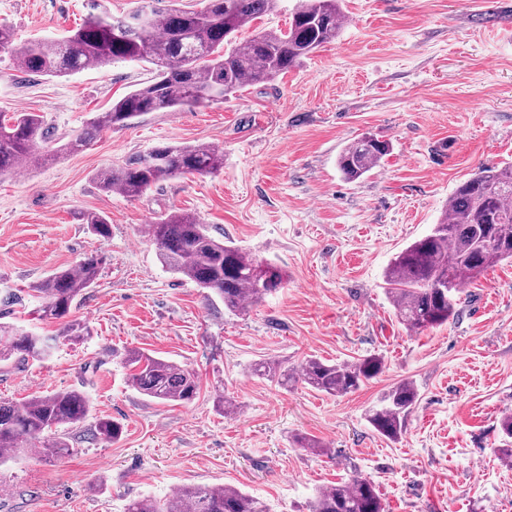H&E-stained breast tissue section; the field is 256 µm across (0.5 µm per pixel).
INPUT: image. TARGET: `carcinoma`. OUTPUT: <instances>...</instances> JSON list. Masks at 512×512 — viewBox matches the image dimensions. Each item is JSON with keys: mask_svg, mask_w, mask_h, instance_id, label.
Segmentation results:
<instances>
[{"mask_svg": "<svg viewBox=\"0 0 512 512\" xmlns=\"http://www.w3.org/2000/svg\"><path fill=\"white\" fill-rule=\"evenodd\" d=\"M151 3L122 16H114L100 0H89L90 12L82 25L57 39L16 43L12 28L0 23V50L12 56L18 69L60 77L90 68L102 69L115 61L147 62L155 76L112 102L91 119V131L70 139L73 152L88 145L92 133L123 128L145 112H167L222 99L238 90L273 81L327 43L342 29L338 0H300L288 27L263 30L240 41L238 33L278 7V0H206L200 10H183ZM149 17L146 27L136 19ZM47 139L42 116L36 112L0 113V176L23 164H46L59 151H44ZM391 151L389 141L365 134L339 154L343 177L354 181L370 172ZM224 168V152L208 143L162 144L123 164L96 173L105 192L127 198L142 195L151 186L172 177L204 176ZM77 220L102 239L111 234L108 219L81 212ZM150 240L161 262L172 272L214 293L230 311H240L276 292L286 283V272L250 251L227 245L214 237L193 215L171 213L148 225ZM512 260V164L485 167L460 183L448 198L443 218L424 237L402 249L385 272V285L400 322L412 333H422L448 322L455 315L458 288L489 267ZM104 255L85 254L73 267H63L33 286L42 304L34 319L61 324L60 335L73 342L91 336L86 323L71 318L82 292L98 278ZM54 336H34L0 325V362L23 363L51 352ZM130 385L160 403L190 404L199 391L197 373L183 365L140 351L126 355ZM383 369L380 357L356 363H328L306 359L299 372L281 373L262 361L252 367L258 376L280 377L290 386L301 381L330 396H342L376 378ZM418 401L413 383L402 382L385 392L367 420L381 436L396 441L406 428ZM90 416V402L78 389L33 395L0 403V462L39 444L37 454L53 459L69 454L58 429L77 426ZM499 459L512 462V414L500 423ZM123 426L111 418L94 423V436L104 442L121 438ZM125 512H268L267 506L235 486L186 487L163 500L144 498L126 504ZM312 512H384V504L367 478L355 476L321 488Z\"/></svg>", "mask_w": 512, "mask_h": 512, "instance_id": "obj_1", "label": "carcinoma"}]
</instances>
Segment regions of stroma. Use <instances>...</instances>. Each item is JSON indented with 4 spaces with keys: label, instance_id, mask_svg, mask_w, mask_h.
Masks as SVG:
<instances>
[{
    "label": "stroma",
    "instance_id": "stroma-1",
    "mask_svg": "<svg viewBox=\"0 0 512 512\" xmlns=\"http://www.w3.org/2000/svg\"><path fill=\"white\" fill-rule=\"evenodd\" d=\"M341 7L340 37L274 81L148 113L0 180V323L57 339L47 358L0 362V401L76 388L92 406L89 421L63 430L68 455L0 465V512H124L132 499L221 485L269 512H309L317 488L354 475L375 483L385 512H512V464L496 454L512 412V261L458 289L454 317L418 335L384 283L460 182L512 163V0ZM87 13L86 0H0V23L21 41L64 36ZM151 76L144 62L26 75L0 51V110L42 115L53 150ZM366 132L393 150L347 181L337 158ZM196 142L223 149V171L167 179L134 199L94 179L156 145ZM179 210L283 267L284 288L232 313L164 268L144 227ZM77 211L106 215L110 237L91 235ZM93 251L105 262L73 312L92 335L73 343L59 324L30 319L41 303L33 286ZM131 349L194 369V402L160 404L132 388ZM369 355L381 373L336 397L250 371L259 360L294 370L310 357ZM404 381L419 398L390 441L366 413ZM220 395L233 413L217 408ZM101 417L123 424L119 441L94 439ZM299 435L328 454L299 447Z\"/></svg>",
    "mask_w": 512,
    "mask_h": 512
}]
</instances>
